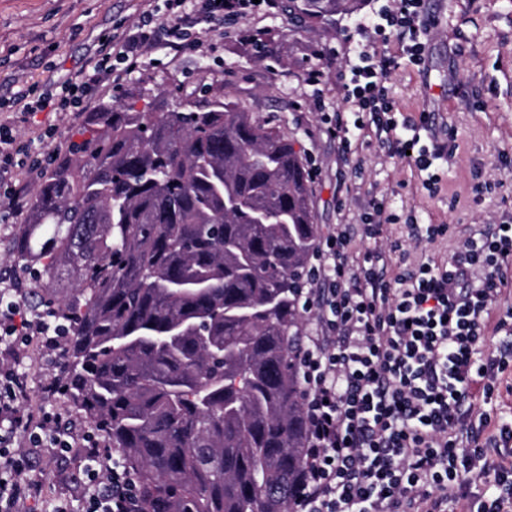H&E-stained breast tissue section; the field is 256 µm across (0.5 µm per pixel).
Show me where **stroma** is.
<instances>
[{"label":"stroma","mask_w":512,"mask_h":512,"mask_svg":"<svg viewBox=\"0 0 512 512\" xmlns=\"http://www.w3.org/2000/svg\"><path fill=\"white\" fill-rule=\"evenodd\" d=\"M383 0H360L356 12L312 19L295 27L287 15L254 13L224 27L202 22L198 52L180 54L166 44L144 51L137 66L119 83H105L98 102L154 107L158 93L171 99L220 96L238 102L259 118L271 120L298 142L306 168H319L312 183L319 233L339 224H354L366 199L392 194L401 221L388 224L383 247L399 246L406 263L392 264L391 274L413 269L421 256L446 258L460 241L479 239L487 224L512 219V0H428L435 17L426 50V64L402 63L388 85L405 117H418L422 106L435 112L437 131L450 154L439 161L441 181L435 195L421 186L420 174L406 160L389 157L374 134H367L359 153L361 170L343 162L336 138L320 133L323 112H344L341 73L351 56L345 30L372 16ZM166 11L165 0H0V124L13 127L35 154L64 155L77 140L86 116L75 112L38 111L21 118L11 109L16 92L32 88L51 93L87 67L104 36L116 25L136 30L144 11ZM334 48L335 58L323 64L321 85H306L304 73L315 64L314 52ZM352 184L345 210L336 207L339 180ZM483 184L482 194L473 187ZM418 225L445 224L449 233L433 242H417L408 217ZM28 396L22 413L52 402L64 419L75 418L65 395L45 399L50 366L29 351ZM491 400L477 398L475 413L487 414L491 425L512 423V364L499 373ZM25 478L39 484L47 497H71L79 485L78 464L44 456Z\"/></svg>","instance_id":"stroma-1"}]
</instances>
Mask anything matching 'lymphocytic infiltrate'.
I'll list each match as a JSON object with an SVG mask.
<instances>
[{"label":"lymphocytic infiltrate","instance_id":"lymphocytic-infiltrate-1","mask_svg":"<svg viewBox=\"0 0 512 512\" xmlns=\"http://www.w3.org/2000/svg\"><path fill=\"white\" fill-rule=\"evenodd\" d=\"M163 20L146 16L135 33L103 42L91 69L63 90L59 101L23 103L21 112L55 106L93 109L98 88L115 63L135 66L142 52L167 36L179 52L200 46L199 16L220 24L262 7L277 15L281 0H170ZM426 0H386L373 16L354 23L345 41L357 58L343 81L351 121L329 128L343 157L367 130L390 154L407 157L434 191L436 163L445 144H422L433 125L399 120L386 86L400 56L424 62ZM395 41L400 54L377 50L374 38ZM364 249L352 251L346 230L320 241L310 283L325 314L300 357L307 420L305 477L290 512H448L469 496L477 480L493 477L496 492L476 512H512V428L487 433L472 423L467 404L475 391L491 395L496 360L477 367L478 346L491 333L512 335V311L498 300L512 279V224H491L481 241L464 242L448 259H429L406 274L389 276V252L377 247L383 227L397 223L387 195L372 196L359 217ZM71 326L51 305L32 306L11 281L0 284V512H29L41 488L23 474L50 455L83 462L81 512H142V491L129 468L96 433L63 425L54 406L32 415L18 405L27 395L23 352L37 345L53 371L47 395L64 392L59 353ZM24 434L27 446L13 443Z\"/></svg>","mask_w":512,"mask_h":512}]
</instances>
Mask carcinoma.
Returning <instances> with one entry per match:
<instances>
[{"label":"carcinoma","mask_w":512,"mask_h":512,"mask_svg":"<svg viewBox=\"0 0 512 512\" xmlns=\"http://www.w3.org/2000/svg\"><path fill=\"white\" fill-rule=\"evenodd\" d=\"M356 2L288 0V14ZM315 231L295 141L221 98L104 104L34 189L15 261L69 318L70 404L128 462L148 512L289 509Z\"/></svg>","instance_id":"obj_1"}]
</instances>
